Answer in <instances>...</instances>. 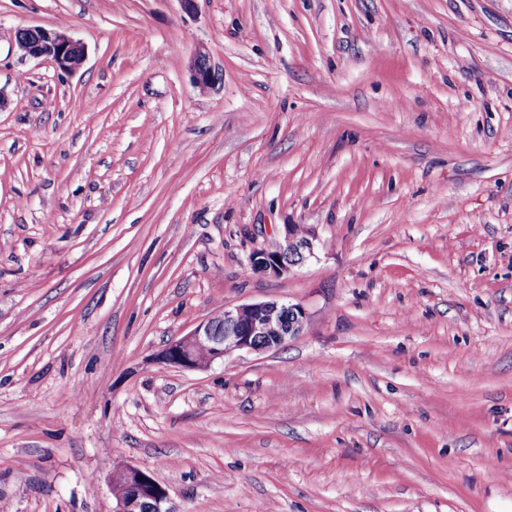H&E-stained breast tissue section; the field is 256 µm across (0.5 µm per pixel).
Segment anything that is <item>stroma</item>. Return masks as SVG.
I'll return each instance as SVG.
<instances>
[{"instance_id":"obj_1","label":"stroma","mask_w":512,"mask_h":512,"mask_svg":"<svg viewBox=\"0 0 512 512\" xmlns=\"http://www.w3.org/2000/svg\"><path fill=\"white\" fill-rule=\"evenodd\" d=\"M269 300L284 346L157 363ZM124 465L178 512H512V0H0V504L112 512ZM16 44L24 55L45 58L62 71H74L85 58L84 46L70 37L65 30H48L42 27L19 29ZM218 80V74L212 67L206 54H199L193 63V84L200 91L211 89ZM313 240L308 233L300 235L295 224L285 225L283 239L275 249L253 250L247 257V264L254 271L278 277L288 275L306 260V254H313Z\"/></svg>"}]
</instances>
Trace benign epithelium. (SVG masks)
Wrapping results in <instances>:
<instances>
[{
	"instance_id": "obj_1",
	"label": "benign epithelium",
	"mask_w": 512,
	"mask_h": 512,
	"mask_svg": "<svg viewBox=\"0 0 512 512\" xmlns=\"http://www.w3.org/2000/svg\"><path fill=\"white\" fill-rule=\"evenodd\" d=\"M16 44L24 55L45 58L62 71H74L85 58L84 46L64 30L42 27L20 29ZM218 80L209 57L200 54L193 63V84L208 90ZM313 237L301 235L294 224L284 225L283 239L273 249H255L247 264L254 271L275 276L290 274L313 254ZM305 312L296 304L266 301L224 309L222 326L209 319L189 334L172 341L159 354L158 363L172 368L204 370L234 351L262 352L285 345L300 334ZM112 512H176L167 489L153 476L134 466L116 468L110 479Z\"/></svg>"
}]
</instances>
